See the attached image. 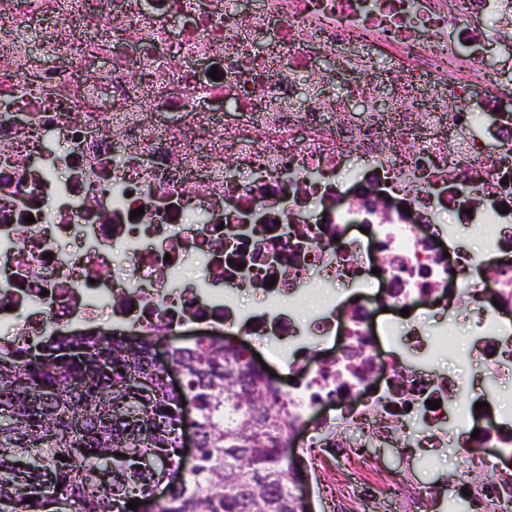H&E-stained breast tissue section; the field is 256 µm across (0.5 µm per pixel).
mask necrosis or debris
Instances as JSON below:
<instances>
[{
	"mask_svg": "<svg viewBox=\"0 0 512 512\" xmlns=\"http://www.w3.org/2000/svg\"><path fill=\"white\" fill-rule=\"evenodd\" d=\"M487 17L512 0H0V325L238 327L293 374L292 431L334 512H426L438 487L382 476L375 449L512 447L511 413L448 414L458 389L428 339L455 315L407 331L374 305L454 284L512 377V48L487 63ZM474 112L494 118L478 130ZM314 285L329 299L298 322ZM249 289L264 302L245 310ZM487 462L471 498L498 512L512 465Z\"/></svg>",
	"mask_w": 512,
	"mask_h": 512,
	"instance_id": "1",
	"label": "necrosis or debris"
}]
</instances>
